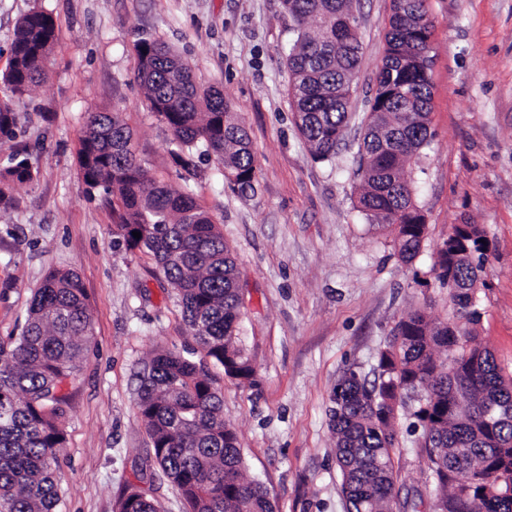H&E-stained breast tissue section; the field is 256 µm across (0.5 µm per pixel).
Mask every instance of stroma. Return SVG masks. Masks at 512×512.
Here are the masks:
<instances>
[{
	"mask_svg": "<svg viewBox=\"0 0 512 512\" xmlns=\"http://www.w3.org/2000/svg\"><path fill=\"white\" fill-rule=\"evenodd\" d=\"M36 7L52 13L58 42L46 81L14 106V137L0 138V170L23 152L33 171L0 214V336L21 333L31 292L50 272L79 275L94 335L64 390L59 512H114L130 486L161 512H186L148 462L136 401L154 351L180 352L195 340L155 261L129 251L111 206L85 191L79 137L97 108L119 114L151 176L189 188L235 258L244 289L239 343L254 375L231 378L204 352L196 357L222 391L245 478L263 482L276 512H346L329 415L334 388L349 369L377 377L380 351L411 310L455 315L433 271L450 225H479L488 240L469 329L512 373V0H426L433 137L410 173L429 234L408 264L393 234L357 209L355 194L391 0L356 4L362 58L353 118L325 162L312 159L290 108L285 56L296 34L281 0H0V73L19 19ZM153 37L242 117L257 159L254 193L234 189L215 159L197 158L190 176L175 163L170 133L135 80L136 44ZM409 424L408 409H399L397 486L429 506L436 490Z\"/></svg>",
	"mask_w": 512,
	"mask_h": 512,
	"instance_id": "obj_1",
	"label": "stroma"
}]
</instances>
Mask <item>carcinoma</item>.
<instances>
[{"mask_svg":"<svg viewBox=\"0 0 512 512\" xmlns=\"http://www.w3.org/2000/svg\"><path fill=\"white\" fill-rule=\"evenodd\" d=\"M297 39L286 55L288 98L298 132L314 160L328 161L349 120L344 77L357 70L359 22L346 24L353 0H282ZM387 48L360 149L357 208L371 224L391 229L398 255L410 262L428 234L422 210L406 190L407 168L429 144L430 71L421 52L431 41L425 0H392ZM57 44L53 17L33 9L18 23L10 67L0 81L12 100L0 107V137L14 134L13 103L31 96ZM136 80L151 110L170 131L176 164L194 169L197 152L215 156L239 191H255L257 164L247 129L215 89L200 88L192 64L166 43L137 44ZM79 168L88 193L101 191L127 249L149 254L177 291L184 319L205 354L230 377L253 375L238 345L239 276L224 235L191 193L148 176L131 148L117 112H90L80 138ZM32 179L25 158L0 171V209L9 185ZM141 233L135 238L132 232ZM476 224H453L437 244L436 278L448 287L458 313L469 310L488 242ZM93 335L87 294L74 271H53L35 288L26 324L0 342V512H56L58 454L66 437L63 389ZM378 381L342 376L330 409L336 462L347 512H417L418 503L391 504L397 479L395 423L404 396L421 390L412 416L437 488L432 512H512V377L492 352L473 344L457 323L416 309L401 320L379 355ZM137 411L154 462L188 512H275L267 488L242 477L244 459L235 430L224 422V401L196 364L162 350L140 380ZM492 472L501 482L491 491ZM117 512H159L135 488L123 492Z\"/></svg>","mask_w":512,"mask_h":512,"instance_id":"cac0c4a2","label":"carcinoma"}]
</instances>
